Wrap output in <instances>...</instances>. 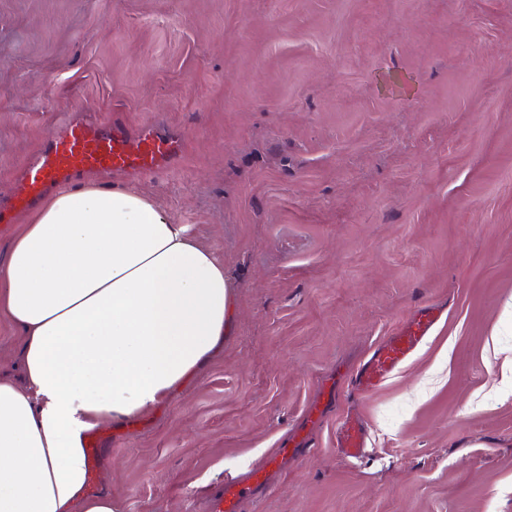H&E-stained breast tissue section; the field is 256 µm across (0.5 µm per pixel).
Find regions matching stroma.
Wrapping results in <instances>:
<instances>
[{
  "label": "stroma",
  "mask_w": 512,
  "mask_h": 512,
  "mask_svg": "<svg viewBox=\"0 0 512 512\" xmlns=\"http://www.w3.org/2000/svg\"><path fill=\"white\" fill-rule=\"evenodd\" d=\"M90 112L184 136L139 191L224 264L223 345L99 428L118 512H197L418 309L441 321L244 512H512V0H0V198ZM369 433L342 456L347 411ZM369 433L361 416L348 414L336 432V446L345 458L359 460L365 456Z\"/></svg>",
  "instance_id": "obj_1"
}]
</instances>
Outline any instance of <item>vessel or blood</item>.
Segmentation results:
<instances>
[{"instance_id": "vessel-or-blood-1", "label": "vessel or blood", "mask_w": 512, "mask_h": 512, "mask_svg": "<svg viewBox=\"0 0 512 512\" xmlns=\"http://www.w3.org/2000/svg\"><path fill=\"white\" fill-rule=\"evenodd\" d=\"M183 151V137L155 125L130 134L117 124L76 117L57 129L44 147L29 158L23 179L10 201H0V223L32 209L47 193L90 173L146 175L171 167ZM441 319V309L426 306L404 329L379 344L351 378L357 394H371L394 378L424 345ZM369 433L361 416L348 414L336 432V446L349 459L366 453ZM305 452L304 441L282 445L240 474L226 475L211 492L208 512H241L243 504L275 489L273 474L287 460Z\"/></svg>"}]
</instances>
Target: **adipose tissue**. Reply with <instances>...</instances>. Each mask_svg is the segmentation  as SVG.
Wrapping results in <instances>:
<instances>
[{
  "instance_id": "adipose-tissue-1",
  "label": "adipose tissue",
  "mask_w": 512,
  "mask_h": 512,
  "mask_svg": "<svg viewBox=\"0 0 512 512\" xmlns=\"http://www.w3.org/2000/svg\"><path fill=\"white\" fill-rule=\"evenodd\" d=\"M230 281L139 192L43 202L0 253V314L22 338L0 378V512H115L88 496L87 440L170 400L224 340Z\"/></svg>"
}]
</instances>
